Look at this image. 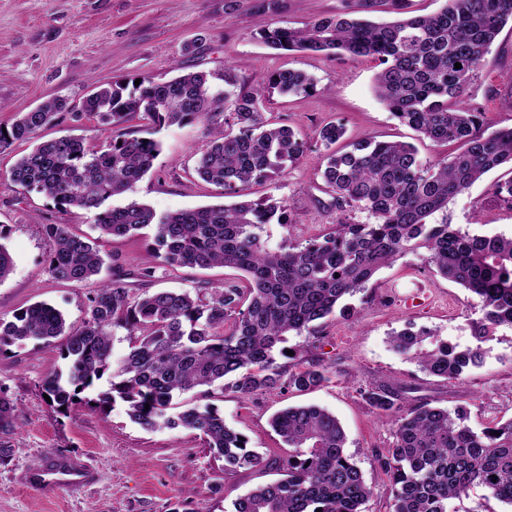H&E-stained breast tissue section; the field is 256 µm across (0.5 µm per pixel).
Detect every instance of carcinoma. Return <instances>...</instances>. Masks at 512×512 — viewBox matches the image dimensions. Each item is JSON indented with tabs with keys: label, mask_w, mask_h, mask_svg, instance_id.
<instances>
[{
	"label": "carcinoma",
	"mask_w": 512,
	"mask_h": 512,
	"mask_svg": "<svg viewBox=\"0 0 512 512\" xmlns=\"http://www.w3.org/2000/svg\"><path fill=\"white\" fill-rule=\"evenodd\" d=\"M384 2L395 13L403 10V0H350L344 10L318 15L302 28L262 22L257 34L274 49L379 61L375 89L391 114L436 143H461L462 151L423 163L412 145L372 136L336 151L331 146L343 137V126H323L318 138L330 149L321 169L326 186L339 206L366 212L371 221L340 219L327 235L277 250L268 249L260 235L265 224L288 223L286 205L272 197L162 214L136 202L101 211L96 219L101 236L126 238L151 227V259L168 266L233 269L245 285L228 280L215 288L135 297L116 281H101L78 325L66 323L59 310L43 302L10 321L0 318V346L61 340L67 371L43 383L52 405L67 410L77 405L82 397L76 389L87 390L109 372L110 389L100 395V405L123 402L129 417L146 430L197 431L224 459V468H251L261 456L208 402L214 397L211 387L230 377L235 391L249 397L285 383L308 391L328 382L330 369L320 360L298 372L277 363L278 345L289 336L316 338L324 319L397 259L422 257L467 290L481 312L471 323L475 345L463 349L439 344L423 350V335L393 333V349L428 374L461 380L482 363V342L498 328L512 327V237L425 222L448 211L450 199L486 172L512 163V128L484 135L483 113L462 100L488 47L512 23V0H446L437 13L391 22L360 17ZM457 62L462 68H455ZM269 82L282 94L314 88L308 75L295 70L276 71ZM236 84L231 65L224 69L222 91L213 90L202 72L165 81L146 75L137 86L114 82L98 88L70 118L86 113L114 125L142 115L159 128L199 122L210 144L196 161V175L242 196L251 184L270 182L299 160L305 143L288 127L267 123L261 94H236ZM66 108L64 100L49 99L0 130V148L32 143L8 180L63 209H98L150 171L160 145L130 137L96 151L78 138L40 140L41 129L64 118ZM43 228L53 278L86 283L101 274L104 259L97 244L65 224ZM119 328L127 332L129 351L114 361L112 335ZM198 387L201 402L175 407L176 396ZM362 397L393 425L394 442L375 455L391 485L389 512H448L449 502L467 497L475 486L512 507V418L494 421L478 434L462 409L406 408L386 385L364 390ZM272 427L288 447L278 461L284 477L238 498L233 512H364L372 489L345 452L346 434L333 414L316 406L288 407L274 416Z\"/></svg>",
	"instance_id": "cac0c4a2"
}]
</instances>
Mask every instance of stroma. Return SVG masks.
<instances>
[{"instance_id": "1", "label": "stroma", "mask_w": 512, "mask_h": 512, "mask_svg": "<svg viewBox=\"0 0 512 512\" xmlns=\"http://www.w3.org/2000/svg\"><path fill=\"white\" fill-rule=\"evenodd\" d=\"M261 0H0V126L50 98L68 108L100 84L132 81L144 75L159 79L185 72L209 74L213 88L224 86V64L233 62L237 89L261 91L265 116L292 129L306 144L305 154L286 167L274 182L251 186L248 197L266 196L287 203V225H266L262 238L269 248L307 242L334 231L342 214L320 177L325 147L318 130L329 122L345 128L344 143L366 135L413 144L421 160L454 156L456 143L438 145L396 120L377 98L373 78L378 63L371 58L336 57L324 53L274 50L257 37ZM344 0H280L268 20L300 26L315 16L333 14ZM195 42L184 53L186 42ZM279 69L305 72L313 90L283 96L266 85ZM467 106L486 117L485 132L512 128V24H507L485 53L465 98ZM43 139L83 138L88 146L106 149L119 136L151 137L161 144L152 170L135 187L111 198L114 206L136 201L163 213L210 204H230L234 197L199 180L193 172L209 139L202 125L155 128L134 119L118 126L94 118L64 119L44 127ZM29 149L14 143L0 150V244L14 267L0 282V317L36 302L60 310L68 323L86 314L89 284L63 283L48 271L49 242L43 227L65 224L79 235L100 238L95 210L57 208L43 194L11 187L7 177L15 161ZM512 179V165L486 173L448 203L454 227L478 235H512V206L495 193L497 183ZM153 232L101 240L107 263L103 275L131 293L213 288L233 277L224 267L172 268L156 264L153 278L137 276L151 248ZM345 312L331 316L320 337L304 342L289 337L290 371L305 369L318 358L330 366L323 386L301 393L291 387L242 397L225 389L215 404L227 426L243 433L262 457L253 468L228 471L224 461L206 448L197 432L143 429L122 403L100 407L109 388L97 381L81 404L62 412L44 397V380L67 365L58 344L28 340L0 347V391L14 405V426L0 431V512H231L232 503L257 485L279 479L276 460L286 447L270 426L272 416L295 405H316L333 413L347 435L352 455L373 495L365 512H389V479L374 462L376 451L393 441L392 425L361 397V389L386 384L403 390L405 405L423 403L468 411V425L481 431L490 421L512 417V328L500 327L483 344L484 361L462 381L430 376L391 347L394 332L410 329L424 335V348L436 340L472 344L471 323L479 313L470 294L405 256L380 269L364 291L345 301ZM62 457L86 462L96 477L73 491L46 494L25 486L24 469Z\"/></svg>"}]
</instances>
